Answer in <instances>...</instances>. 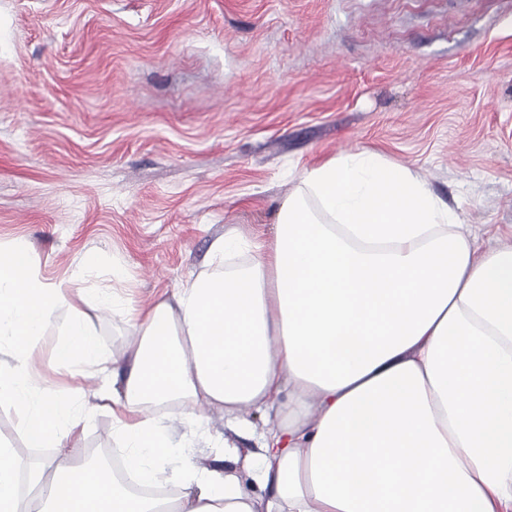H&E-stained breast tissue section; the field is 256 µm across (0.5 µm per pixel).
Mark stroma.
<instances>
[{
  "label": "stroma",
  "mask_w": 512,
  "mask_h": 512,
  "mask_svg": "<svg viewBox=\"0 0 512 512\" xmlns=\"http://www.w3.org/2000/svg\"><path fill=\"white\" fill-rule=\"evenodd\" d=\"M362 150L417 171L479 252L512 244V0H0V242L50 282L114 268L151 305ZM90 326L116 354L133 332ZM203 424L206 467L228 429Z\"/></svg>",
  "instance_id": "obj_1"
}]
</instances>
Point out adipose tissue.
Wrapping results in <instances>:
<instances>
[{
  "instance_id": "obj_1",
  "label": "adipose tissue",
  "mask_w": 512,
  "mask_h": 512,
  "mask_svg": "<svg viewBox=\"0 0 512 512\" xmlns=\"http://www.w3.org/2000/svg\"><path fill=\"white\" fill-rule=\"evenodd\" d=\"M275 237L244 267L181 282L150 307L43 279L20 244L0 246V403L30 447L57 455L20 475L0 441V512H512V245L479 254L455 212L418 174L362 151L306 172ZM55 368L95 387L63 402L37 368L58 308ZM120 309L127 348L103 351L89 310ZM223 412L256 440L250 491L235 469L193 465L154 408ZM112 413L133 485L77 444ZM276 425L255 432L242 412ZM28 484L20 495L19 481Z\"/></svg>"
}]
</instances>
